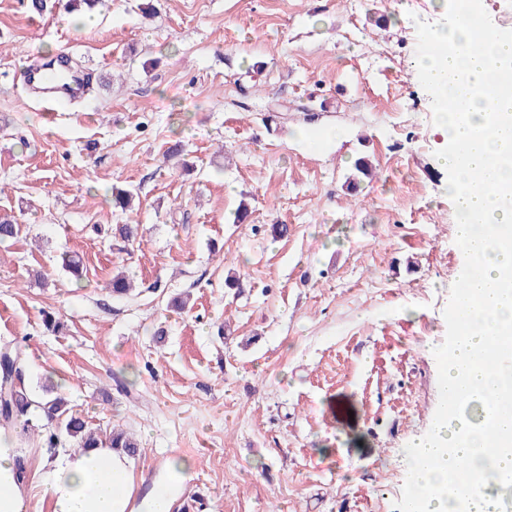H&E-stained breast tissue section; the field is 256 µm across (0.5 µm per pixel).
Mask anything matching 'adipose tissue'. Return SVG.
Listing matches in <instances>:
<instances>
[{"mask_svg":"<svg viewBox=\"0 0 512 512\" xmlns=\"http://www.w3.org/2000/svg\"><path fill=\"white\" fill-rule=\"evenodd\" d=\"M462 0H445L447 21L417 62L438 103L447 191L462 217L472 301L444 359L445 381L459 397L410 449V494L420 512H504L512 487V84L489 90L493 75L512 73V33L472 45ZM18 432L0 428V512H171L192 463L173 459L169 476L139 494L133 464L108 447L45 455L38 497L20 473Z\"/></svg>","mask_w":512,"mask_h":512,"instance_id":"adipose-tissue-1","label":"adipose tissue"}]
</instances>
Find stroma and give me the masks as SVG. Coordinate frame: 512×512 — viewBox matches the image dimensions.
<instances>
[{"label":"stroma","mask_w":512,"mask_h":512,"mask_svg":"<svg viewBox=\"0 0 512 512\" xmlns=\"http://www.w3.org/2000/svg\"><path fill=\"white\" fill-rule=\"evenodd\" d=\"M142 2L101 0L87 28L0 0V211L22 226L0 243V344L33 400L132 434L135 473L194 460L205 512H402L468 264L414 66L437 0ZM63 50L104 81L51 121L22 88ZM128 187L139 206L113 208Z\"/></svg>","instance_id":"1"}]
</instances>
